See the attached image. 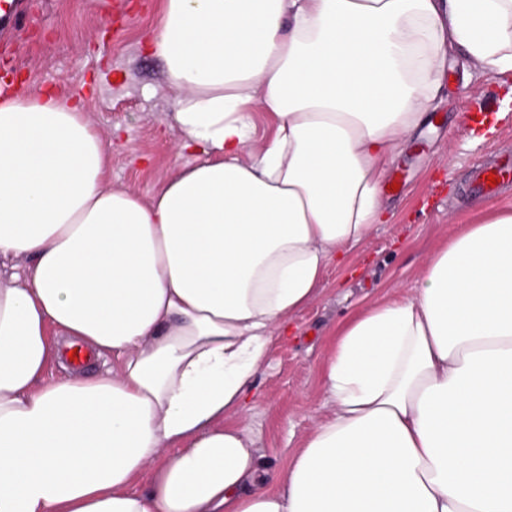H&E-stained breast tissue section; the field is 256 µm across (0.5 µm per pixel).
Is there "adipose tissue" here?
<instances>
[{
    "label": "adipose tissue",
    "instance_id": "1",
    "mask_svg": "<svg viewBox=\"0 0 512 512\" xmlns=\"http://www.w3.org/2000/svg\"><path fill=\"white\" fill-rule=\"evenodd\" d=\"M156 12L144 47L196 159L151 197L113 184L82 99L0 95V512H512V209L339 330L325 414L275 478L224 424L382 223L449 64L512 71V0ZM72 340L111 369L51 380Z\"/></svg>",
    "mask_w": 512,
    "mask_h": 512
}]
</instances>
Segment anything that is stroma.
<instances>
[{
    "instance_id": "stroma-1",
    "label": "stroma",
    "mask_w": 512,
    "mask_h": 512,
    "mask_svg": "<svg viewBox=\"0 0 512 512\" xmlns=\"http://www.w3.org/2000/svg\"><path fill=\"white\" fill-rule=\"evenodd\" d=\"M22 2L26 13L8 46L19 86L83 95L91 119L112 137L113 183L150 196L181 163L170 151L177 131L164 64L140 42L156 0ZM448 76L436 135L413 139L389 169L383 193L388 221L349 248L346 265L327 269L315 296L295 315L297 334L272 342L247 411L224 418L228 425H248L266 470H282L323 415L321 372L337 330L390 292L415 287L426 257L459 225L489 208L512 209V188L495 198L464 189L474 164L497 153L512 155V119L493 141L470 139L472 116L498 107L512 89V72L468 79L456 67Z\"/></svg>"
}]
</instances>
